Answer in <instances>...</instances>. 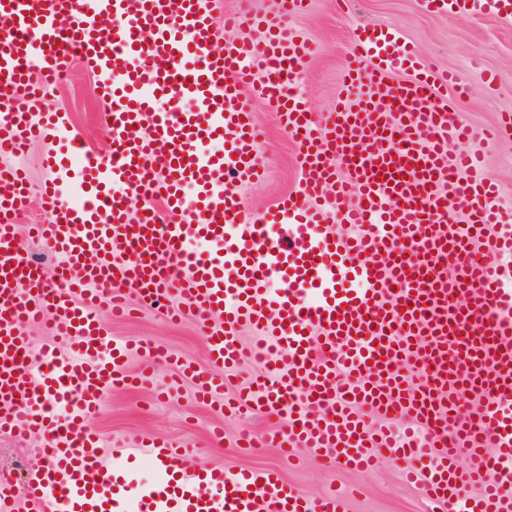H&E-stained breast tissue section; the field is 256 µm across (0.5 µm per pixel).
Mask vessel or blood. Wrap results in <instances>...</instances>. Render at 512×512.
Listing matches in <instances>:
<instances>
[{"mask_svg": "<svg viewBox=\"0 0 512 512\" xmlns=\"http://www.w3.org/2000/svg\"><path fill=\"white\" fill-rule=\"evenodd\" d=\"M309 5L259 18L223 0H0V432L39 442L23 485L0 476V512H346L274 470L196 468L187 442L130 436L113 462L88 419L112 388L154 384L158 348L138 343L131 373L133 348L100 312L137 305L205 337L210 370L179 366L201 402L258 364L226 405L281 419L258 444L354 468L387 448L440 512H512V220L477 175L480 151H448L470 136L441 96L459 78L394 29L359 27L336 110L311 112L297 86L312 49L291 25ZM421 5L512 20V0ZM219 12L249 36L218 41ZM76 59L104 106L105 156L64 114L32 111ZM254 94L275 104L300 171L255 215L242 195L266 174ZM36 140L49 147L35 188L20 159ZM34 192L49 219L23 230ZM43 322L37 347L27 330ZM143 460L148 486L133 477Z\"/></svg>", "mask_w": 512, "mask_h": 512, "instance_id": "vessel-or-blood-1", "label": "vessel or blood"}]
</instances>
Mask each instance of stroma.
Segmentation results:
<instances>
[{
	"mask_svg": "<svg viewBox=\"0 0 512 512\" xmlns=\"http://www.w3.org/2000/svg\"><path fill=\"white\" fill-rule=\"evenodd\" d=\"M336 2L312 0L310 10L294 21L314 49L298 85L311 111H333L341 88L344 53L354 29L394 28L417 48L427 64L456 73L465 84V93L449 91L448 100L471 129L472 145L484 155L482 177L498 184L503 208L512 210V138L491 136L502 115L512 113V22L435 15L424 11L418 0H348L341 8ZM43 105L68 112L75 131L90 148L102 154L108 151L103 108L81 62H74L69 79L49 89ZM253 112L263 131L259 158L267 176L245 188L243 195L250 210L261 211L295 189L300 175L295 165L296 147L277 125L273 106L259 100ZM105 325L113 337L131 341L146 337L172 354V361L162 360L156 366L159 387L170 384L175 361H188L198 368L208 365L205 341L192 321L169 323L157 311L141 308L124 319L106 320ZM216 415L214 407L196 400L192 382L185 379L174 398L165 403L153 402L148 389L109 393L93 425L108 443L128 435L196 443L200 447L196 463L201 467L279 471L311 499L334 489L351 491L349 512H436L434 505L402 479L389 455H382L374 467L349 470L317 462L311 456L290 461L276 448L237 447L242 434L279 428L280 422L274 417L224 418V439L214 444L207 432L218 421Z\"/></svg>",
	"mask_w": 512,
	"mask_h": 512,
	"instance_id": "1",
	"label": "stroma"
}]
</instances>
